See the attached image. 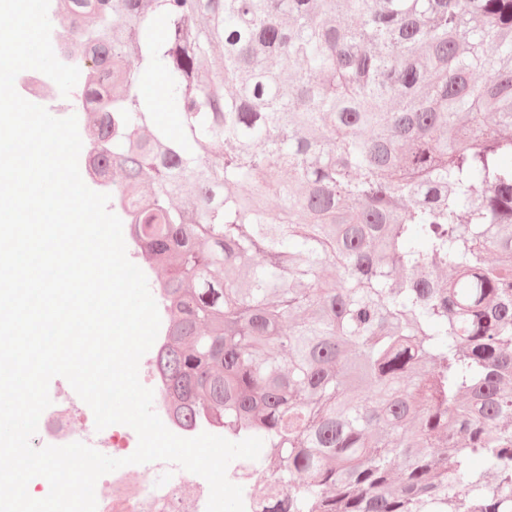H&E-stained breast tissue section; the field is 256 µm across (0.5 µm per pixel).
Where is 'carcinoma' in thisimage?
<instances>
[{
  "mask_svg": "<svg viewBox=\"0 0 512 512\" xmlns=\"http://www.w3.org/2000/svg\"><path fill=\"white\" fill-rule=\"evenodd\" d=\"M52 20L87 158L121 169L112 207L169 269L174 411L264 441L260 512H512V0Z\"/></svg>",
  "mask_w": 512,
  "mask_h": 512,
  "instance_id": "1",
  "label": "carcinoma"
}]
</instances>
